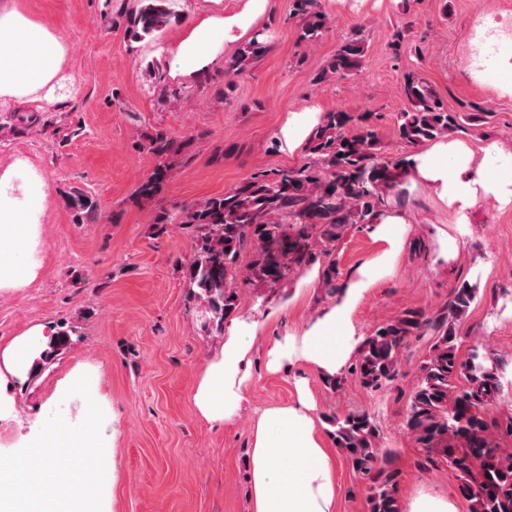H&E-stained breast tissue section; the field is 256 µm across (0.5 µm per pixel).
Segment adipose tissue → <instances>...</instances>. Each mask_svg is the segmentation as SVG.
Masks as SVG:
<instances>
[{"label": "adipose tissue", "mask_w": 512, "mask_h": 512, "mask_svg": "<svg viewBox=\"0 0 512 512\" xmlns=\"http://www.w3.org/2000/svg\"><path fill=\"white\" fill-rule=\"evenodd\" d=\"M224 26V19H208L180 43L177 56L185 72L210 61L209 35ZM65 53L48 22L20 13L11 0H0V99L30 101L56 78ZM411 169L462 210L481 193L512 200V155L500 151L476 165L463 143H439L412 155ZM45 197L42 181L23 163L0 171V288L30 283L35 276L23 254L36 238ZM383 272L380 264L363 268L304 336L286 335L276 342L270 352L272 366L298 355L323 375L338 374L358 345L350 314ZM250 330L246 321L235 322L204 370L194 401L209 422L223 423L242 399ZM310 409L303 398L259 416L252 448L251 512H335L334 460L315 433ZM92 445L87 424L53 427L24 458L23 479L0 476V512H83L84 472L62 470L60 463Z\"/></svg>", "instance_id": "ef3b65f1"}]
</instances>
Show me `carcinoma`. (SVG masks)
<instances>
[{"label": "carcinoma", "instance_id": "carcinoma-1", "mask_svg": "<svg viewBox=\"0 0 512 512\" xmlns=\"http://www.w3.org/2000/svg\"><path fill=\"white\" fill-rule=\"evenodd\" d=\"M170 0H137L130 31L135 38L154 37L180 23ZM293 16L300 19V41L314 45L329 29L319 0H294ZM266 50L253 38L225 71L231 76L242 62ZM362 50L360 41L342 43L328 72L342 78L353 74ZM400 93L408 107L397 116L399 138L414 148L440 139L460 122H478L477 113L450 112L424 82L405 75ZM146 151L158 160L152 174L136 190L143 201L158 197L177 164L180 147L163 131L150 137ZM378 131L365 114L326 112L312 132L308 162L273 173L258 171L219 197H211L181 210L179 223L194 232L192 257L183 277L200 301L208 322L222 324L236 308L235 281L241 250L254 246L253 276L275 289L296 268L329 259L323 282L329 290L339 275L331 258L335 243L355 224H373L384 204V193L404 181L407 160L379 157ZM478 286L458 285L440 312L430 315L408 310L364 337L348 375L366 389L376 391L398 376L402 353L410 338L429 336L418 378L405 412V426L424 451V469L439 465L458 482L469 512H512V412L495 415L506 383L500 369L488 363L483 344L476 341L460 355L456 324L475 302ZM72 343L61 331L50 338L31 375L36 376ZM336 448L366 481L368 512H401L398 497L400 471L379 457V430L366 412L328 417Z\"/></svg>", "mask_w": 512, "mask_h": 512}]
</instances>
